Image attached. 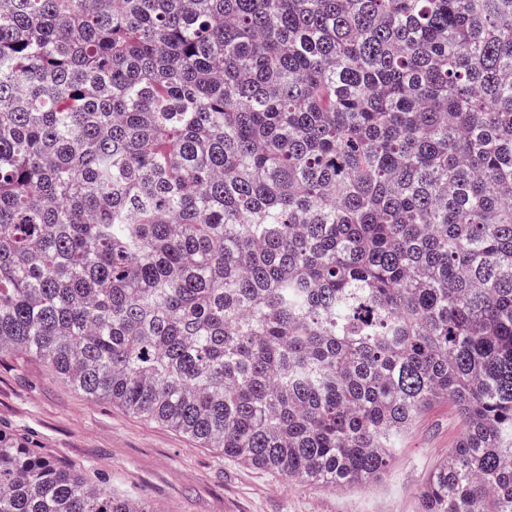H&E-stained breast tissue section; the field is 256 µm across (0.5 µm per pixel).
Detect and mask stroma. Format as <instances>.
Listing matches in <instances>:
<instances>
[{"label":"stroma","instance_id":"1","mask_svg":"<svg viewBox=\"0 0 512 512\" xmlns=\"http://www.w3.org/2000/svg\"><path fill=\"white\" fill-rule=\"evenodd\" d=\"M442 402L422 413L370 487L329 489L225 458L186 435L54 379L39 358H0V430L108 481L154 512H419L417 492L463 433Z\"/></svg>","mask_w":512,"mask_h":512}]
</instances>
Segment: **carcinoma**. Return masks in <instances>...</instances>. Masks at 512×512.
<instances>
[{"mask_svg": "<svg viewBox=\"0 0 512 512\" xmlns=\"http://www.w3.org/2000/svg\"><path fill=\"white\" fill-rule=\"evenodd\" d=\"M293 481L512 512V0H0V355ZM0 512H151L0 432Z\"/></svg>", "mask_w": 512, "mask_h": 512, "instance_id": "1", "label": "carcinoma"}]
</instances>
